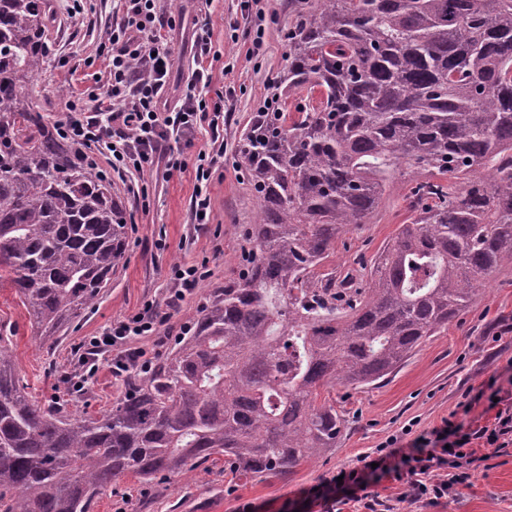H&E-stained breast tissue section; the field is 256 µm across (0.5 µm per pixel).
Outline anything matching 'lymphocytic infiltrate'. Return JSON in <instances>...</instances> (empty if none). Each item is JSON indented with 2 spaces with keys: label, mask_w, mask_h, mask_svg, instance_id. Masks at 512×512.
<instances>
[{
  "label": "lymphocytic infiltrate",
  "mask_w": 512,
  "mask_h": 512,
  "mask_svg": "<svg viewBox=\"0 0 512 512\" xmlns=\"http://www.w3.org/2000/svg\"><path fill=\"white\" fill-rule=\"evenodd\" d=\"M112 13L114 24L108 25L94 55L84 60L89 67L95 60L105 61V71L95 74L92 88L61 102L62 116L55 125L79 144L86 159L104 160L107 177L140 199L145 176L193 170L192 221L209 223V186L224 156V91L213 86V65L222 52L213 39L211 20L204 16L194 22L191 72L184 88L175 91L169 72L177 21L165 0H114ZM201 129L210 140L199 149L195 139ZM191 148L196 155L189 162L185 154ZM167 320L149 303L137 314L113 321L87 343V374L97 373V356L109 348L118 352L111 365L113 378H126L136 368L148 370L151 362L143 351L126 356L121 349L132 337L158 335ZM498 402L494 423L475 429L447 424L416 436L411 426H404L376 448L374 462L301 493L289 503L292 512H332L336 504L361 502L362 491L378 474H406L413 502L452 495L473 462L466 443L480 439L497 452L512 445V388Z\"/></svg>",
  "instance_id": "lymphocytic-infiltrate-1"
}]
</instances>
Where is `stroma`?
<instances>
[{
    "mask_svg": "<svg viewBox=\"0 0 512 512\" xmlns=\"http://www.w3.org/2000/svg\"><path fill=\"white\" fill-rule=\"evenodd\" d=\"M213 39L231 73L213 70L214 86L224 90V161L210 186L209 223H192L194 180L191 172L145 179L149 208L124 195L128 224L125 263L113 275L98 301L59 340L39 336L15 291L0 286V325L9 329L18 376L28 392L43 403L68 402L89 415L108 412L123 398L125 385L112 376V353L81 393L69 390L67 379L80 372L83 344L100 335L112 321L137 313L151 301L166 310L177 264L206 265L210 272L196 292L171 312V339L135 336L131 349L145 351L151 363L168 356L182 328L189 326L213 289L243 268L247 238L257 205L238 165L236 144L254 112L263 107L274 83L288 67L285 34L295 16L288 0H270L265 19V51L249 54L254 10L244 0H212ZM98 33L87 21L60 12L48 40L50 65L33 88L44 99L49 116H57L62 97L92 86V72L83 65L93 54ZM425 177L413 170L392 173L391 189L372 222L337 237L326 269L363 272L383 246L410 223V203ZM168 310V309H167ZM512 376V268L496 274L476 303L450 321L447 330L423 343L416 354L383 384L368 388L337 386L323 391L335 401L348 429L338 447L304 463L288 478L256 481L235 474L216 454L189 476L157 473L142 482L128 476L113 482L93 503L91 512H240L243 505L263 512H282L303 489L320 485L339 471L358 466L390 435L412 425L422 433L444 422L474 428L493 423L489 399ZM475 461L457 495L410 504L409 512H512V446L489 454L483 440L471 443Z\"/></svg>",
    "mask_w": 512,
    "mask_h": 512,
    "instance_id": "1",
    "label": "stroma"
}]
</instances>
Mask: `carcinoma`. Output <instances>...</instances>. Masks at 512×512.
<instances>
[{
	"label": "carcinoma",
	"instance_id": "1",
	"mask_svg": "<svg viewBox=\"0 0 512 512\" xmlns=\"http://www.w3.org/2000/svg\"><path fill=\"white\" fill-rule=\"evenodd\" d=\"M56 18L55 0H0V284L49 338L127 248L125 205L29 93ZM286 39L276 88L306 104L240 137L259 208L246 264L167 359L92 417L29 398L0 332V512H90L128 474L215 453L285 478L346 430L320 389L380 384L512 266V0H301ZM403 163L441 181L416 188L367 280L317 272Z\"/></svg>",
	"mask_w": 512,
	"mask_h": 512
}]
</instances>
